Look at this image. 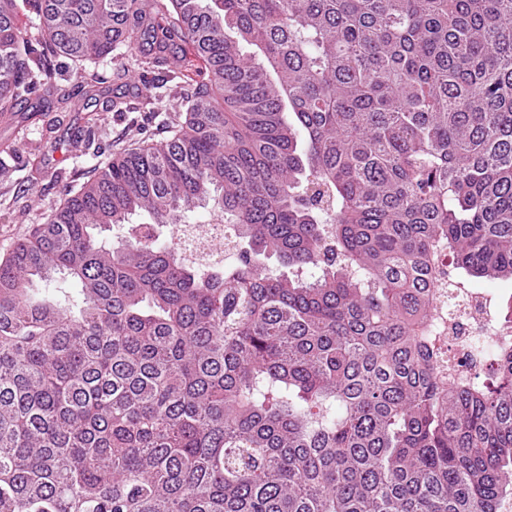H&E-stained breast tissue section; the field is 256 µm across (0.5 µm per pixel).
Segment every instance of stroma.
I'll use <instances>...</instances> for the list:
<instances>
[{
    "label": "stroma",
    "instance_id": "obj_1",
    "mask_svg": "<svg viewBox=\"0 0 512 512\" xmlns=\"http://www.w3.org/2000/svg\"><path fill=\"white\" fill-rule=\"evenodd\" d=\"M54 65L53 88L40 91L22 111L0 121V144L12 143L19 149L10 162L11 172L0 176V255L23 238L81 174L104 166L143 140L163 139L161 115L180 117L182 85L168 79L166 70L107 77L101 91L92 96L68 60L56 59ZM148 81L164 86L161 100L152 108L143 104ZM64 94L70 96V103L61 102ZM116 98L122 101L117 109L111 105ZM88 132L94 144L83 154L75 142Z\"/></svg>",
    "mask_w": 512,
    "mask_h": 512
}]
</instances>
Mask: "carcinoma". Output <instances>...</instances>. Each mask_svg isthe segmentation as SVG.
Masks as SVG:
<instances>
[{
    "instance_id": "carcinoma-1",
    "label": "carcinoma",
    "mask_w": 512,
    "mask_h": 512,
    "mask_svg": "<svg viewBox=\"0 0 512 512\" xmlns=\"http://www.w3.org/2000/svg\"><path fill=\"white\" fill-rule=\"evenodd\" d=\"M146 36L184 121L0 259V512H502L512 335L468 377L425 327L512 279V0H0V115ZM178 234L183 255L190 261H224V224L220 220L205 224L180 225Z\"/></svg>"
}]
</instances>
